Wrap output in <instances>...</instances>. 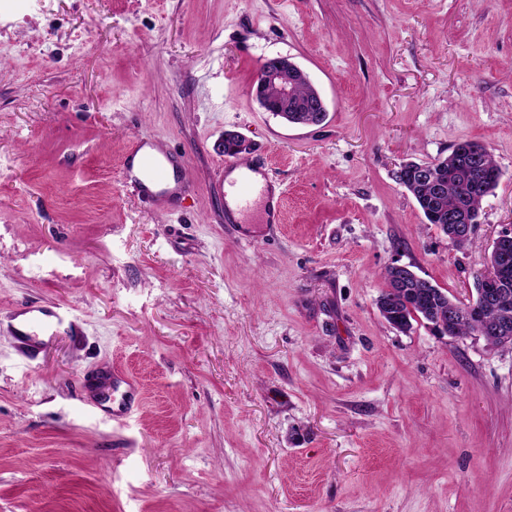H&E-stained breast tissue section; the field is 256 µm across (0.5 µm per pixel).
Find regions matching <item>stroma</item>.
Wrapping results in <instances>:
<instances>
[{"label": "stroma", "instance_id": "1", "mask_svg": "<svg viewBox=\"0 0 512 512\" xmlns=\"http://www.w3.org/2000/svg\"><path fill=\"white\" fill-rule=\"evenodd\" d=\"M276 56L323 125L260 107ZM228 130L283 190L257 237ZM139 140L174 208L122 180ZM463 140L501 176L458 248L393 173ZM508 224L512 0H0V512H512V348L377 307L394 261L471 302ZM26 305L68 310L33 356ZM232 142L224 149V168L221 165V173L229 174L234 171L237 172V179L232 181L231 186L233 190L234 209L230 208L227 199L224 201V220L228 224L236 222L235 215L242 214L250 210L255 202V195L258 193L260 196L265 194L266 189L263 187L259 189L257 183L252 178L254 170L248 164L237 162L231 157L243 158L242 151L236 150L234 144H238L239 148L248 147L247 139L240 133L235 131H225L224 142ZM248 142V143H247ZM231 156V157H228Z\"/></svg>", "mask_w": 512, "mask_h": 512}]
</instances>
